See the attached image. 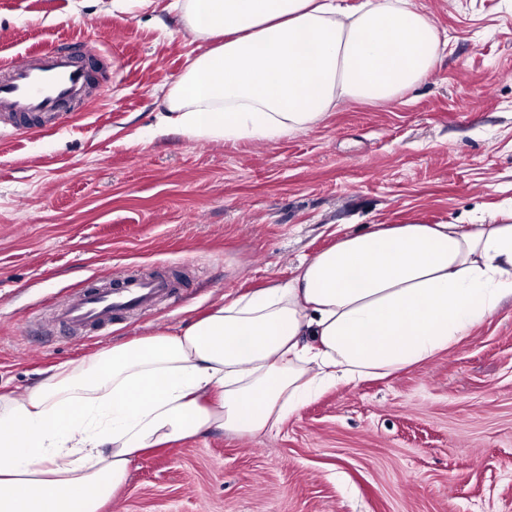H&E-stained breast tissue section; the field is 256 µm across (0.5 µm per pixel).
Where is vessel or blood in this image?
I'll use <instances>...</instances> for the list:
<instances>
[{
  "label": "vessel or blood",
  "mask_w": 512,
  "mask_h": 512,
  "mask_svg": "<svg viewBox=\"0 0 512 512\" xmlns=\"http://www.w3.org/2000/svg\"><path fill=\"white\" fill-rule=\"evenodd\" d=\"M89 70L70 53L49 50L21 54L0 66V120L36 116L51 122L73 112L89 93ZM171 285L141 275L125 276L114 288H88L57 311L73 331L102 326L118 315L147 309L169 299Z\"/></svg>",
  "instance_id": "1"
}]
</instances>
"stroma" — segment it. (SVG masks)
Wrapping results in <instances>:
<instances>
[{"label": "stroma", "instance_id": "1", "mask_svg": "<svg viewBox=\"0 0 512 512\" xmlns=\"http://www.w3.org/2000/svg\"><path fill=\"white\" fill-rule=\"evenodd\" d=\"M169 2L0 0V65L100 48L84 111L0 126V390L287 281L343 234L512 207V0H416L448 37L422 83L269 143L158 127L197 51ZM132 269L176 297L103 329L57 321L73 291ZM100 512H512V300L423 364L327 389L279 432L150 451Z\"/></svg>", "mask_w": 512, "mask_h": 512}]
</instances>
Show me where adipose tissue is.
<instances>
[{
    "label": "adipose tissue",
    "instance_id": "ef3b65f1",
    "mask_svg": "<svg viewBox=\"0 0 512 512\" xmlns=\"http://www.w3.org/2000/svg\"><path fill=\"white\" fill-rule=\"evenodd\" d=\"M200 43L163 127L271 142L351 103L391 102L442 51L414 0H172ZM512 299V209L491 224H377L287 282L173 334L119 342L0 391V512H100L149 449L215 430L273 432L327 386L448 350Z\"/></svg>",
    "mask_w": 512,
    "mask_h": 512
}]
</instances>
